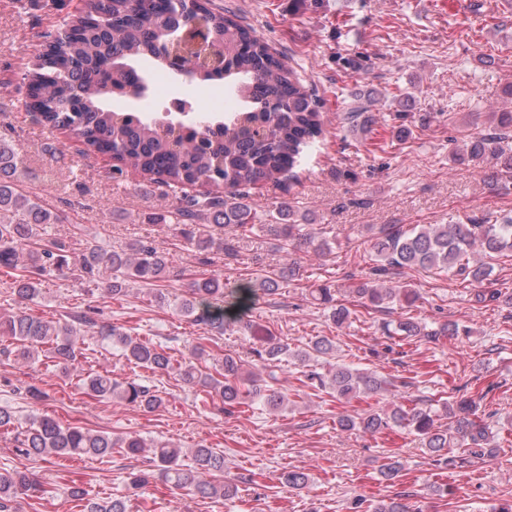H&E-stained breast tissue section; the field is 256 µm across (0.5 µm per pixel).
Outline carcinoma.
<instances>
[{
    "instance_id": "obj_1",
    "label": "carcinoma",
    "mask_w": 512,
    "mask_h": 512,
    "mask_svg": "<svg viewBox=\"0 0 512 512\" xmlns=\"http://www.w3.org/2000/svg\"><path fill=\"white\" fill-rule=\"evenodd\" d=\"M206 32L212 54L223 67L209 70L195 66L198 51L193 46L195 31ZM179 54L191 66L192 80H222L237 99V108L224 115L200 114V120L174 126L165 116L145 117L137 112L112 107L113 100L131 97L139 87L136 64L150 59L172 72L168 57ZM27 98L50 130L74 134L88 152L109 155L138 171L149 181L169 188L205 184L210 190L199 196L178 199L175 216L186 244L200 252L215 249L227 257L237 253V236L227 231L254 229V216L244 189L263 182H277L301 166L306 155L324 134L323 103L314 89L305 85L293 69L254 31L208 7L206 0H84L82 10L67 21V31L58 37L46 36L35 63L24 74ZM492 131L470 138L453 160L475 168L489 161L498 170L493 179L512 174V154L503 144L512 140V112H496ZM23 159L9 142L0 139V270L21 268L13 281L12 293L21 302L34 301L42 294V284L54 273L69 272L89 286L107 284L113 300L125 296L126 283L151 287L157 303L167 301L157 284L170 276L167 254L153 242L138 240L127 248L114 250L99 245L73 252L67 239L49 235L44 224H64L67 215L46 201L31 198L15 182ZM294 211L288 200L275 204L274 223L261 228L293 248L317 246L309 224L292 221ZM206 220L210 230L199 232L197 222ZM372 251L376 264L370 276L354 283L349 293L368 309L410 307L420 294L407 285L389 279L392 271L418 267L423 270L453 271L472 284H480L491 268L475 256L512 253V215L499 224H427L405 228L400 224L383 227L374 234ZM294 272L293 265L271 275L229 288L219 275L195 278L187 296L176 303L178 311L210 332L224 334L234 314L262 296L279 289V280ZM314 300L328 304L331 317L340 324L349 310L335 303L332 288L320 285L312 290ZM96 328L99 334L119 344L125 360L137 367L173 374L190 388L214 393L225 405L235 408L249 397L261 399L271 410H283L289 400L273 387L276 368L282 357L305 363L333 356L334 345L318 338L302 349L286 344L256 351L262 368L246 375L235 358L225 356L214 373H204L199 363L207 356L206 346L193 345L188 354L174 361L158 345L100 325L95 310L87 308L69 315L61 324L26 312L0 314V335L11 340L0 354L34 364L39 356L56 366L77 361V336ZM385 329L403 339L432 338L460 333L448 322L437 330L409 318ZM321 390H330L337 400L369 399L386 391L389 381L373 372L337 363L328 374H308ZM84 393L100 400H117L153 412L166 403L162 392L137 379L117 382L112 375L95 372L82 379ZM486 392L475 396L463 393L448 403V429L435 425L433 403L425 400L411 407L398 404L391 411L369 410L359 417L342 415L338 426L345 431L378 433L393 425L414 433L426 453L451 468L463 467L468 457L485 454L493 435L490 425L478 415V405ZM18 452L40 456L45 461L60 457L105 458L112 453L135 455L151 448L159 477L176 488L191 489L208 498L227 499L234 495L232 484L214 482L215 473H224V451L200 445L184 452L172 444H147L131 434L94 433L81 426L63 424L42 414L29 418L20 432ZM467 446L468 456L452 452ZM288 488L301 491L311 477L303 469L283 475ZM35 490V484L21 471L0 472V512H14L17 498ZM79 512H128V500L98 499L80 487L70 490ZM371 512H417L399 497L381 500Z\"/></svg>"
}]
</instances>
